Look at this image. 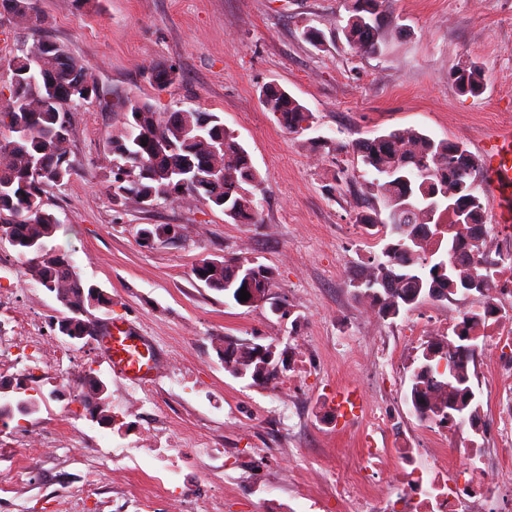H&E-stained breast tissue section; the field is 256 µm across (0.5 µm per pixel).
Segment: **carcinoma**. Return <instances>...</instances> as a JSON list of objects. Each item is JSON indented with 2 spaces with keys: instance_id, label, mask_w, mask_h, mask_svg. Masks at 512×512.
I'll return each mask as SVG.
<instances>
[{
  "instance_id": "carcinoma-1",
  "label": "carcinoma",
  "mask_w": 512,
  "mask_h": 512,
  "mask_svg": "<svg viewBox=\"0 0 512 512\" xmlns=\"http://www.w3.org/2000/svg\"><path fill=\"white\" fill-rule=\"evenodd\" d=\"M0 1L32 29L39 28L40 15L34 0ZM383 3L385 0H347L349 17L343 32L350 45L365 52L379 49L372 30L382 25ZM10 69L13 73L25 70L29 75L25 83L9 85L14 105L4 113L11 136L0 140V223L5 225L12 246L32 278L54 294L64 308L56 324H67L76 336H96L101 321L87 315L91 297L98 299L101 308L110 301L98 287L83 280L68 252L49 245L59 221L45 207L43 197L47 188L65 185L75 173L69 159V127L61 113L68 106L97 97L99 88L65 45L57 46L55 41L40 36L20 49L12 58ZM457 81L470 93L480 94L484 89V75L477 65L458 71ZM262 102L290 131L302 129L311 119L307 108L283 89H266ZM452 146L450 141L436 142L412 129L391 130L353 146L374 176L371 186L383 207L405 196L414 199V210L405 221L406 234L399 231V225L383 222L377 211L357 216L359 224L384 229L386 243L381 252L368 258L371 273L364 280L365 295L383 303L382 311L394 316L415 311L432 288L446 297L459 293L462 281L470 275L471 264L453 263L452 252L462 247L475 250L486 279L498 264L484 246L469 244L467 225L459 223L457 209L448 208L446 203L444 194L448 193L454 203L484 211L475 183L478 163L474 158L469 165L456 162L448 151ZM109 151L121 156L134 173L131 180L122 168L114 173L110 191L116 198L138 202L149 193L155 200L213 205L214 195L232 209L230 219L234 223H258L255 192L261 185L260 175L234 132L224 128L221 118L213 113L189 110L165 114L140 101L137 112L124 113V121L110 138ZM423 169L431 173L433 184L442 191L436 198L432 197L431 188L413 178L414 172ZM432 204L448 218V235L441 244L444 257L438 256L439 250L428 252L424 246V235L439 233L427 219V208ZM146 230L155 238L168 240L184 233V227L176 224H151ZM192 274L207 287L230 295L243 288L247 279L250 284L246 291L265 300L271 299L274 288L272 272L248 258L202 259ZM225 345H233L239 351L233 364L226 366L232 375L255 383L275 375L276 368H267L254 358L255 347L229 338ZM473 357L472 350L456 356L448 375L432 378L434 355L423 352L422 364L414 374V395L421 400L429 390L441 386L461 394L460 405H467L471 398L467 363ZM102 383L101 378L89 372L82 378L81 391L86 405L110 421V396H96Z\"/></svg>"
}]
</instances>
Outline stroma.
Listing matches in <instances>:
<instances>
[{
  "mask_svg": "<svg viewBox=\"0 0 512 512\" xmlns=\"http://www.w3.org/2000/svg\"><path fill=\"white\" fill-rule=\"evenodd\" d=\"M39 30L0 8V112L8 111L16 49L42 36L65 44L99 88L98 98L73 108L68 185L45 201L60 224L53 245L68 251L83 278L101 288L109 317L128 320L151 336L166 373L148 385L143 406L126 412L132 386L102 361L95 341L67 344L53 321L61 307L19 264L8 240L0 258L16 273L0 280V294L42 323L45 351L70 346L82 369L108 385L119 421L104 426L72 397L56 394L52 370L18 365L0 379L39 394L35 413L0 427V512H178L182 482L197 483L194 512H261L243 492L249 465L268 451L265 479L299 512L319 500L323 512H350L333 485L309 474L325 461L353 469L371 413L397 416L386 447L400 436L425 446L405 401L423 340L418 313L444 316L477 304L456 295L423 300L417 312L388 318L384 352L404 355L402 366L381 362L369 374L349 368L352 347L368 335L358 283L369 255L383 246L357 224L375 193L352 143L393 129H415L463 143L474 156L494 133L512 129V0H392L385 46L370 54L350 46L337 29L344 0H37ZM475 63L484 71L481 95L461 93L455 73ZM174 69L157 86L152 69ZM284 89L312 114L309 129L284 128L261 102L266 87ZM157 112L201 110L221 117L248 150L262 177L257 223L236 224L204 204H138L108 191L118 156L108 141L130 98ZM347 182L328 187L337 169ZM150 224H178L176 240L139 238ZM246 257L268 267L272 303L242 306L195 279L203 259ZM307 336L309 370L292 398L280 401L273 384L237 378L224 368L225 338L272 347L280 374L292 366L294 337ZM352 385L363 413L336 419V394ZM160 429L173 436H205L208 449L179 478L160 483L170 460L144 451L141 440ZM55 432L57 446L32 456L26 435ZM127 485L112 482V451Z\"/></svg>",
  "mask_w": 512,
  "mask_h": 512,
  "instance_id": "obj_1",
  "label": "stroma"
}]
</instances>
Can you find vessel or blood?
<instances>
[{
	"label": "vessel or blood",
	"instance_id": "1",
	"mask_svg": "<svg viewBox=\"0 0 512 512\" xmlns=\"http://www.w3.org/2000/svg\"><path fill=\"white\" fill-rule=\"evenodd\" d=\"M485 191L495 220L512 224V130L504 129L489 139L484 154ZM99 353L112 373L134 385L154 381L162 372L161 359L149 337L138 333L126 320L107 321L97 338Z\"/></svg>",
	"mask_w": 512,
	"mask_h": 512
}]
</instances>
